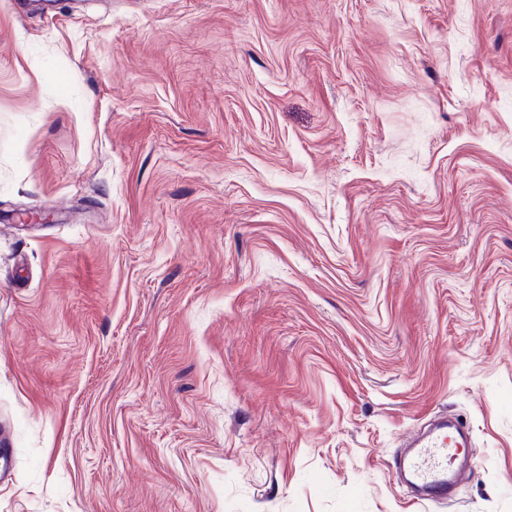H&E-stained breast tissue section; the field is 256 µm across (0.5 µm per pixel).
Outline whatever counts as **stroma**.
<instances>
[{"label": "stroma", "instance_id": "obj_1", "mask_svg": "<svg viewBox=\"0 0 512 512\" xmlns=\"http://www.w3.org/2000/svg\"><path fill=\"white\" fill-rule=\"evenodd\" d=\"M0 442V512H512V0H0ZM440 424L425 436L413 437L408 445L411 451L403 461L408 476L424 489L427 500L447 499L451 482L448 461L454 456L456 446L448 435V423Z\"/></svg>", "mask_w": 512, "mask_h": 512}]
</instances>
